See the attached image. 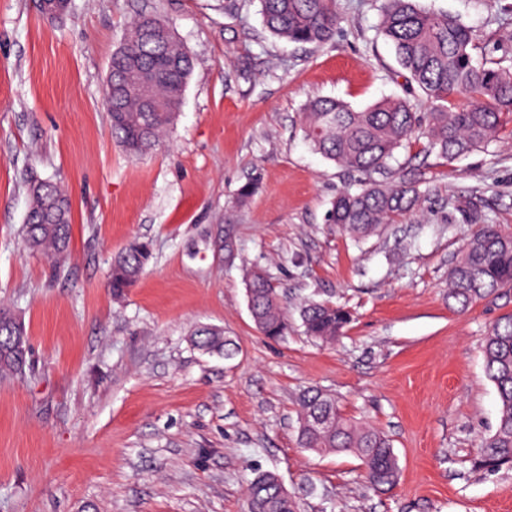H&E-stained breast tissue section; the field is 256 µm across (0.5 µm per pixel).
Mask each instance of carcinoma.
Masks as SVG:
<instances>
[{
    "label": "carcinoma",
    "instance_id": "carcinoma-1",
    "mask_svg": "<svg viewBox=\"0 0 512 512\" xmlns=\"http://www.w3.org/2000/svg\"><path fill=\"white\" fill-rule=\"evenodd\" d=\"M266 30L296 44L329 41L338 24L335 0H259ZM379 29L392 44L410 85L421 92L429 111H417L407 98L383 99L355 110L336 98L309 101L301 113L310 148L341 168L364 176L332 201L326 222L354 240H366L384 225L414 212L420 204L422 170L398 162L397 153L414 137L425 152L453 161L487 151L512 118V66L477 53V38L460 16L420 5L419 0H381ZM112 137L132 158L147 154L176 120L192 71L183 44L161 17L140 14L112 53ZM149 85L153 105L144 103ZM71 202L54 183L31 189L21 234L32 253L61 262L69 254ZM147 244L133 242L112 260L110 288L116 298L140 278L149 262ZM512 286V234L488 221L478 225L448 273V300L464 309ZM251 316L270 338L288 334L281 294L265 270L246 273ZM304 333L322 342L343 334L351 320L344 307L311 301L300 311ZM193 345L230 357L237 347L224 330L199 326ZM485 371L498 398L495 431L480 442L478 466L487 471L512 467V314L498 319L483 338ZM29 365L24 324L0 308V375L17 376ZM300 446L317 453L352 454L376 488H392L399 463L389 438L366 424L353 423L336 401L320 390L307 391L299 412ZM248 512H298L296 502L278 492L276 475L258 472L248 485Z\"/></svg>",
    "mask_w": 512,
    "mask_h": 512
}]
</instances>
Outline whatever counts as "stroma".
<instances>
[{"label":"stroma","mask_w":512,"mask_h":512,"mask_svg":"<svg viewBox=\"0 0 512 512\" xmlns=\"http://www.w3.org/2000/svg\"><path fill=\"white\" fill-rule=\"evenodd\" d=\"M420 3L462 16L479 46L512 34V0ZM379 5L336 0V34L317 46L271 36L258 0H71L58 19L0 0V304L24 322L33 366L0 378V512H246L258 470L299 512H512V469L474 465L498 409L480 341L512 314V288L448 303L478 214L512 233V138L451 163L410 141L399 161L429 178L419 213L359 244L325 221L349 178L310 149L299 114L315 97L361 110L404 96ZM144 12L169 22L194 66L176 121L135 160L104 99L112 54ZM34 180L72 204L61 270L22 243ZM135 241L152 257L114 298L112 258ZM255 266L284 295L283 338L262 336L248 310ZM310 300L350 311L342 336L303 334ZM201 324L238 354L194 348ZM309 388L389 436L393 488L373 490L354 456L300 447Z\"/></svg>","instance_id":"1"}]
</instances>
